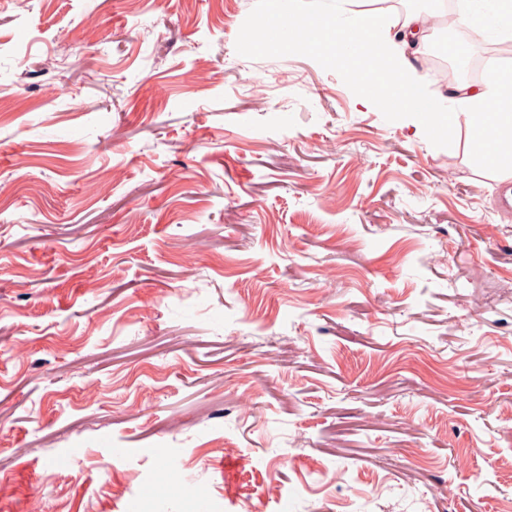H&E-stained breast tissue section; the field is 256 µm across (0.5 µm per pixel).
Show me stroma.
<instances>
[{"label": "stroma", "instance_id": "stroma-1", "mask_svg": "<svg viewBox=\"0 0 512 512\" xmlns=\"http://www.w3.org/2000/svg\"><path fill=\"white\" fill-rule=\"evenodd\" d=\"M272 7L0 0V512L512 502L500 184Z\"/></svg>", "mask_w": 512, "mask_h": 512}]
</instances>
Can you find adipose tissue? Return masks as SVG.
Masks as SVG:
<instances>
[{
    "label": "adipose tissue",
    "instance_id": "ef3b65f1",
    "mask_svg": "<svg viewBox=\"0 0 512 512\" xmlns=\"http://www.w3.org/2000/svg\"><path fill=\"white\" fill-rule=\"evenodd\" d=\"M367 2L349 0V14L342 17L316 14L310 0H278L276 10L256 18L253 29L263 38L274 32L291 42L314 43L333 31L330 48L353 83H367L388 111L414 113L434 134H452L456 122L465 120L485 166L512 176V68L491 71L481 86L460 88L451 102L426 100L410 60L426 50V19L415 14L397 28L381 24Z\"/></svg>",
    "mask_w": 512,
    "mask_h": 512
}]
</instances>
